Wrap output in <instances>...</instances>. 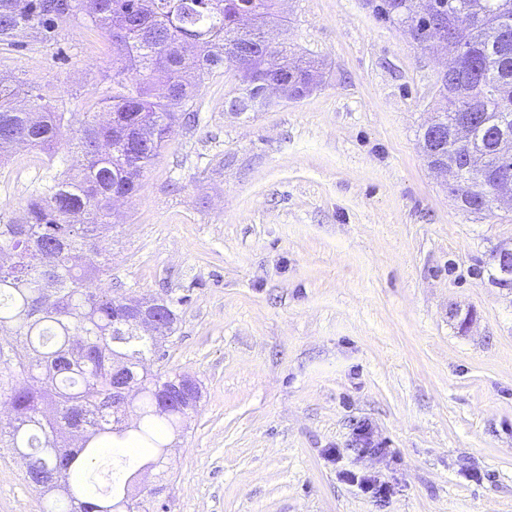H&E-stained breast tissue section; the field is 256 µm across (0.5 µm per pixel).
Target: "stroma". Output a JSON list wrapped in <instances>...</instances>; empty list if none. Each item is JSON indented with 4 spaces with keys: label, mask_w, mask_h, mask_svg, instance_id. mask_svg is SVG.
<instances>
[{
    "label": "stroma",
    "mask_w": 512,
    "mask_h": 512,
    "mask_svg": "<svg viewBox=\"0 0 512 512\" xmlns=\"http://www.w3.org/2000/svg\"><path fill=\"white\" fill-rule=\"evenodd\" d=\"M282 8L270 38L318 61V87L245 119L225 107L232 73L210 77L115 205L102 285L179 300L167 367L202 383L155 510L512 512V290L490 262L512 247V215L462 210L419 148L447 58L366 0ZM0 74L94 112L112 95L111 42L80 20L35 29L0 45ZM69 163L67 142L18 146L0 213ZM362 423L380 452H355ZM23 472L0 456V512H41Z\"/></svg>",
    "instance_id": "1"
}]
</instances>
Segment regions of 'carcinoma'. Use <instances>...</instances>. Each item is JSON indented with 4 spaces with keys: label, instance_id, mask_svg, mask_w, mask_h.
Returning <instances> with one entry per match:
<instances>
[{
    "label": "carcinoma",
    "instance_id": "obj_1",
    "mask_svg": "<svg viewBox=\"0 0 512 512\" xmlns=\"http://www.w3.org/2000/svg\"><path fill=\"white\" fill-rule=\"evenodd\" d=\"M57 0H0V42L39 29L48 36L67 20ZM280 0H76L72 15L104 30L112 42V100L107 119L84 112L76 121L59 112L26 81L0 82V160L17 144L46 154L67 138L77 171L56 173L19 215L0 216V325L14 338L0 341V405L12 422L0 424V453H21L24 479L65 485L52 493L46 512H155L163 487L134 492L140 470L166 466L165 429L182 428L197 403L168 404L162 392L182 374L166 369V353L152 336L118 322L123 298L92 284L107 273V230L112 200L130 197L144 170L164 150L173 126L194 101L185 81L232 71L239 85L229 99L245 98L253 112L272 101L254 93L258 82L280 77L287 66L288 93L302 98L319 84V70L304 57L268 45L266 27L279 18ZM383 19L408 28L417 45L434 50L436 34L419 9L440 7L448 18H470L459 45L480 62L476 75L463 69L438 85L434 121L448 140L423 154L444 156L463 180L456 197L462 209L494 214V199L478 187L512 170V0H368ZM135 70L142 82L127 83ZM466 127L467 148L483 166H467L454 147L457 127ZM182 300L160 299L166 335L179 321ZM137 387L121 404L112 398L116 376Z\"/></svg>",
    "mask_w": 512,
    "mask_h": 512
}]
</instances>
